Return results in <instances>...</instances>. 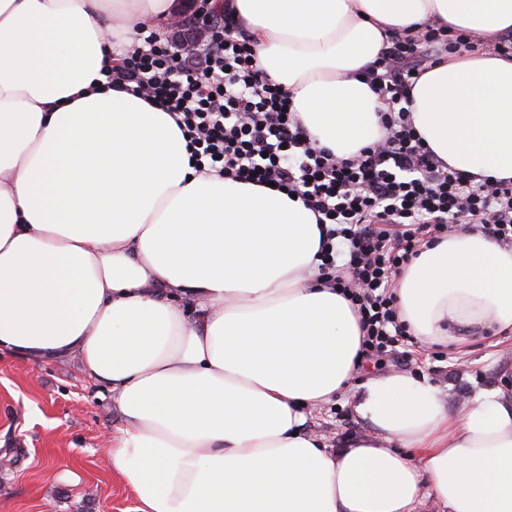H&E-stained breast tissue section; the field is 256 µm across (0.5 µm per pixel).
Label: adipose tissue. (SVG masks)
<instances>
[{"instance_id": "adipose-tissue-1", "label": "adipose tissue", "mask_w": 512, "mask_h": 512, "mask_svg": "<svg viewBox=\"0 0 512 512\" xmlns=\"http://www.w3.org/2000/svg\"><path fill=\"white\" fill-rule=\"evenodd\" d=\"M260 70L318 145L379 136L363 73L393 29L479 40L421 74L414 125L453 168L512 179V0H229ZM171 0H0V354H75L120 425L104 464L136 512H512V387L454 410L436 386L360 379V328L319 274L301 197L196 171L171 114L118 92L112 36ZM420 345L512 331V246L476 230L422 250L397 288ZM346 397L340 448L311 409Z\"/></svg>"}]
</instances>
